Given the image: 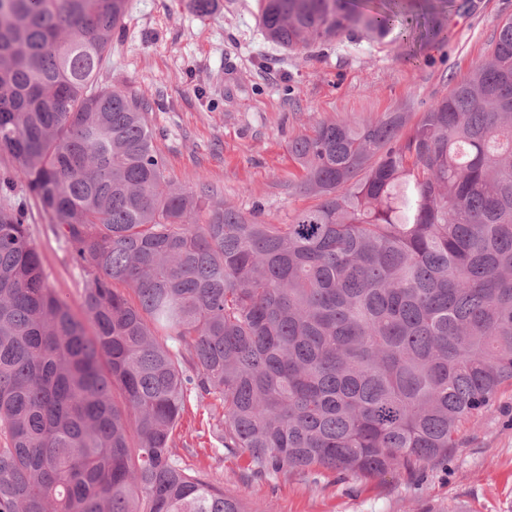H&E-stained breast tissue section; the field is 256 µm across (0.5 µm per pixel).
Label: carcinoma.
<instances>
[{
    "mask_svg": "<svg viewBox=\"0 0 512 512\" xmlns=\"http://www.w3.org/2000/svg\"><path fill=\"white\" fill-rule=\"evenodd\" d=\"M443 0H260L289 50L444 34ZM126 0H0V189L86 275L50 287L0 199V512H245L172 451L190 394L266 479L424 470L512 385V18L411 121L323 120L276 224L171 184L149 105L97 77ZM11 201L22 206L28 215L31 236L36 243L48 274V281L61 297L65 298L75 311H80L84 273L76 268L62 250L52 234L48 218L36 203L24 180L18 179L8 191Z\"/></svg>",
    "mask_w": 512,
    "mask_h": 512,
    "instance_id": "carcinoma-1",
    "label": "carcinoma"
}]
</instances>
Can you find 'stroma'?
Listing matches in <instances>:
<instances>
[{
	"label": "stroma",
	"instance_id": "stroma-1",
	"mask_svg": "<svg viewBox=\"0 0 512 512\" xmlns=\"http://www.w3.org/2000/svg\"><path fill=\"white\" fill-rule=\"evenodd\" d=\"M259 0H216L206 16L189 0H128L99 82L145 96L167 178L206 183L244 212L276 223L312 205L289 152L324 119L426 111L488 55L512 0H473L451 12L444 42L416 46L365 37L289 51L268 42ZM28 215L48 281L79 308L85 276L52 234L24 180L9 192ZM212 408L189 397L174 451L234 489L249 512H512V386L464 427L446 460L410 478H345L325 469L271 479L244 476L241 456L218 453Z\"/></svg>",
	"mask_w": 512,
	"mask_h": 512
}]
</instances>
